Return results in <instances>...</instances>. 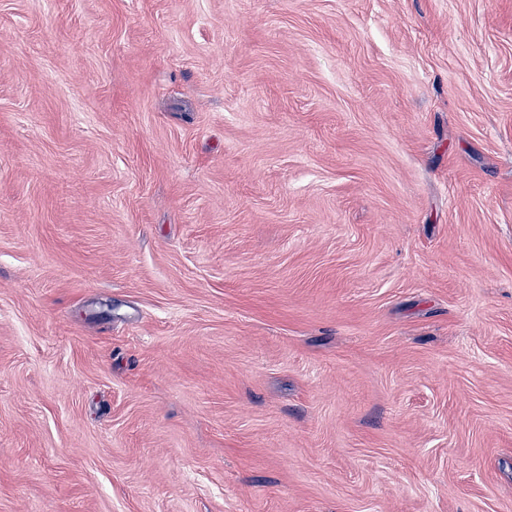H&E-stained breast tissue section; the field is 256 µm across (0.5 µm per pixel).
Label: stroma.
<instances>
[{
	"mask_svg": "<svg viewBox=\"0 0 512 512\" xmlns=\"http://www.w3.org/2000/svg\"><path fill=\"white\" fill-rule=\"evenodd\" d=\"M0 512H512V0H0Z\"/></svg>",
	"mask_w": 512,
	"mask_h": 512,
	"instance_id": "35a3bbf8",
	"label": "stroma"
}]
</instances>
